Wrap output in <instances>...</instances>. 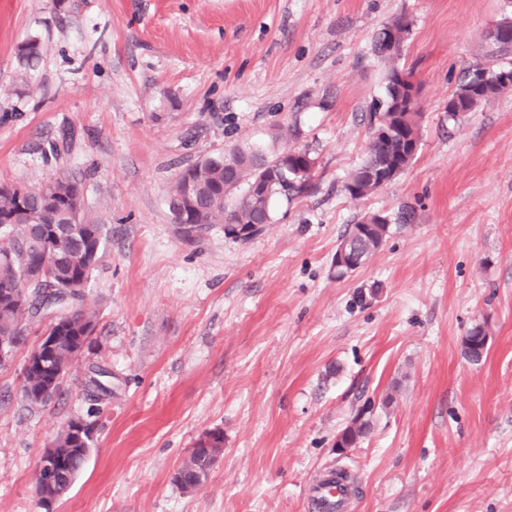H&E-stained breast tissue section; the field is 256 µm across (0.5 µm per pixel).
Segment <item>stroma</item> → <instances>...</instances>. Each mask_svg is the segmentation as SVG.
I'll return each mask as SVG.
<instances>
[{"instance_id": "35a3bbf8", "label": "stroma", "mask_w": 512, "mask_h": 512, "mask_svg": "<svg viewBox=\"0 0 512 512\" xmlns=\"http://www.w3.org/2000/svg\"><path fill=\"white\" fill-rule=\"evenodd\" d=\"M401 14L421 150L354 200L342 185L385 93L374 40ZM508 15L512 0H0V184L82 177L108 233L85 289L94 341L54 400L21 394L45 323L0 367V512H38L44 449L91 409L51 512H310L336 468L357 482L348 512H512V90L447 114L469 64H512L484 40ZM234 145L310 151L311 190L274 199L248 240L187 232L170 186ZM404 206L412 222L338 274L347 225ZM98 365L112 392L94 402ZM362 413L367 434L337 452ZM212 433L223 452L183 491ZM487 336L481 328H474L464 339V355L472 362L482 360L486 352ZM77 423L70 419L56 438L58 448H70L58 463L53 464L54 484L60 489L72 485L86 459L84 454L87 448H91L93 441L90 427L87 425L86 431L81 434ZM217 455L210 456L206 448H194L178 469L174 481L183 489H194L199 474L203 473L206 476Z\"/></svg>"}]
</instances>
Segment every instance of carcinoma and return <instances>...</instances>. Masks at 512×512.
Listing matches in <instances>:
<instances>
[{
  "label": "carcinoma",
  "mask_w": 512,
  "mask_h": 512,
  "mask_svg": "<svg viewBox=\"0 0 512 512\" xmlns=\"http://www.w3.org/2000/svg\"><path fill=\"white\" fill-rule=\"evenodd\" d=\"M410 35L405 17L386 24L374 41V51L387 65L385 96L379 103L390 135L370 139L365 160L344 182V191L353 199L364 198L383 187L382 174L394 180L417 158L421 147V112L410 95L415 85L412 72L397 65L404 43ZM486 40L498 53L512 49V35L489 31ZM501 69L476 62L464 72L448 99V118L471 112L481 102L512 90V81L500 78ZM262 158L267 170L288 164V180L269 185L266 198L257 201L252 194L257 171L255 160ZM315 168V159L305 150L265 153L237 146L203 157L188 167L168 192V208L176 223L201 229L210 224L224 225L225 234L241 241L249 239L236 229L250 224L266 227L271 221V202L277 197L290 199L309 191L313 174L297 175L302 168ZM387 215L368 213L350 225L340 243L347 245L356 267L364 265L382 245L389 233ZM105 227L89 215L84 206V188L73 175H62L42 188L31 190L16 185H0V337H14L19 344L30 324L43 318L42 290L60 287L69 280L88 281L94 264L91 257L102 250ZM57 254L50 276L30 283L26 273L44 262L46 254ZM57 320L49 323L50 335L58 336L52 366L71 367L88 348L97 330L95 311L86 308L85 291L73 292L54 305ZM487 336L473 329L464 339V355L472 362L482 360ZM45 372L24 371L22 395L36 394L44 383ZM368 431V423L355 420L339 437L350 448ZM93 431L82 432L69 420L57 436V447L67 449L53 465L54 484L65 489L72 485L91 447ZM216 456L205 448H195L174 476L183 489H192L199 474L207 473Z\"/></svg>",
  "instance_id": "1"
}]
</instances>
